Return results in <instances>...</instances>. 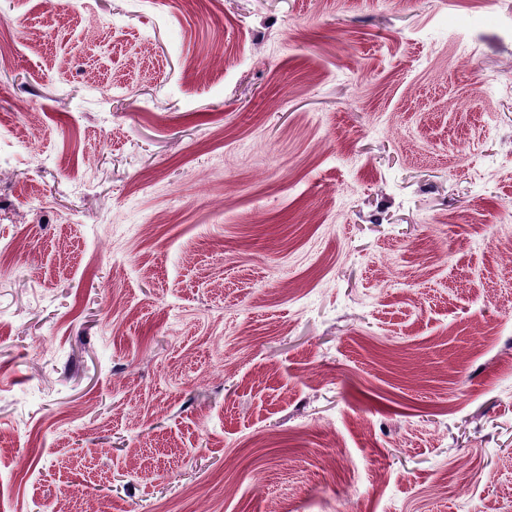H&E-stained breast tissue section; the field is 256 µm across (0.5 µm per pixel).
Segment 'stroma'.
<instances>
[{
  "label": "stroma",
  "instance_id": "stroma-1",
  "mask_svg": "<svg viewBox=\"0 0 512 512\" xmlns=\"http://www.w3.org/2000/svg\"><path fill=\"white\" fill-rule=\"evenodd\" d=\"M61 2L0 0V512H512V0Z\"/></svg>",
  "mask_w": 512,
  "mask_h": 512
}]
</instances>
